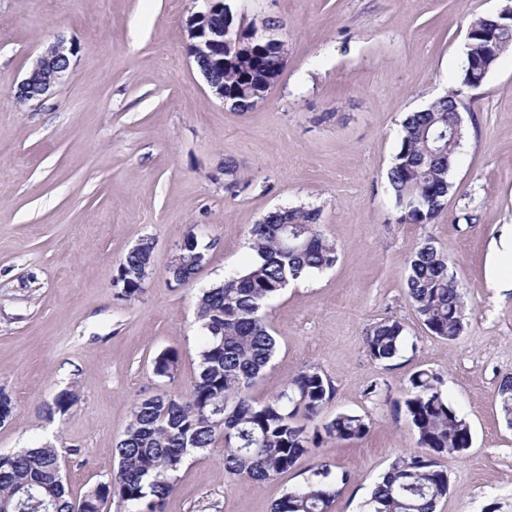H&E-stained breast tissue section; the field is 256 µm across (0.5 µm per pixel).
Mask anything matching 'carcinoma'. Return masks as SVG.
Masks as SVG:
<instances>
[{
    "mask_svg": "<svg viewBox=\"0 0 512 512\" xmlns=\"http://www.w3.org/2000/svg\"><path fill=\"white\" fill-rule=\"evenodd\" d=\"M491 21L478 17L468 27L465 62L456 87L426 108L410 112L401 123L400 148L387 171V191L399 221L428 224L444 208L454 187L451 175L461 145L453 139L455 108L486 79L502 54L512 47V10ZM241 48L225 58L214 78L224 81V103L244 112L252 92L280 79L288 45H273L241 33ZM317 208H278L251 228L252 260L224 282L202 289L196 321L202 333L197 372L185 396L161 389L139 398L116 446L117 465L79 503L59 466L61 449L53 445L25 448L0 456V512H104L117 502L118 512H163L176 490L186 457L198 450L224 447V474L251 481L272 480L316 454L322 437L355 441L370 431L364 415L325 417L334 388L314 367L296 374L262 400L252 391L276 353V340L264 312L291 281L323 272L336 264L337 252L318 229ZM187 247L172 256L168 273L191 282L209 262L212 244L187 235ZM153 242L141 241L119 265L116 297L131 300L146 285L140 279L152 268ZM407 297L424 326L446 340L464 330L463 287L448 256L426 241L412 252L406 276ZM407 343L404 326L382 319L365 333L364 347L379 363L394 361ZM153 373L168 384L180 375L181 355L165 349L153 360ZM441 375L428 369L409 377L399 408L417 434V448L392 461L375 483L367 512H436L448 496V474L438 458L472 444L468 422L444 398ZM78 401L74 390L57 393L46 405L50 417L63 415ZM500 414L512 426V374L498 386ZM351 480L325 461L312 477L287 491L272 512H331L340 490Z\"/></svg>",
    "mask_w": 512,
    "mask_h": 512,
    "instance_id": "carcinoma-1",
    "label": "carcinoma"
}]
</instances>
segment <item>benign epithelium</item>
Returning <instances> with one entry per match:
<instances>
[{
  "mask_svg": "<svg viewBox=\"0 0 512 512\" xmlns=\"http://www.w3.org/2000/svg\"><path fill=\"white\" fill-rule=\"evenodd\" d=\"M234 17L221 0H204L203 9L192 13L186 20L187 53L195 62H200L203 54L194 39H205L208 47H222L231 50L236 41L233 39ZM67 50L65 40L57 39L47 50L38 56L25 78L11 91L19 103L30 99L41 101L50 95L54 88L64 83L70 75V57L63 54Z\"/></svg>",
  "mask_w": 512,
  "mask_h": 512,
  "instance_id": "obj_1",
  "label": "benign epithelium"
}]
</instances>
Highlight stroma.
<instances>
[{"mask_svg":"<svg viewBox=\"0 0 512 512\" xmlns=\"http://www.w3.org/2000/svg\"><path fill=\"white\" fill-rule=\"evenodd\" d=\"M507 6L235 0L245 21L277 22L288 44L267 100L237 112L187 53L191 0H0V388L15 403L0 454L64 448L76 499L104 479L133 403L159 388L153 357L180 351L172 394L194 377L197 289L251 260L250 229L268 212L304 205L319 209L338 260L269 303L277 352L254 397L314 366L334 387L329 414L369 417L364 438L317 450L352 476L332 512H360L391 461L417 446L396 400L415 371H435L472 431L469 449L439 459L450 492L436 512H512V428L496 399L512 374V292L488 276L492 242L512 230L511 51L466 100L455 188L438 216L398 223L386 191L403 116L455 84L470 21ZM58 37L74 49L69 79L38 105H17L10 89ZM228 159L239 166L232 191ZM191 229L210 244V261L178 286L167 269ZM144 239L154 244L151 285L117 300L118 266ZM428 239L465 291V329L451 341L426 329L406 295L407 257ZM382 318L402 323L410 341L387 364L364 348ZM71 387L77 404L47 416L45 402ZM222 454L188 456L164 512H271L311 476L306 460L245 484L225 475Z\"/></svg>","mask_w":512,"mask_h":512,"instance_id":"obj_1","label":"stroma"}]
</instances>
